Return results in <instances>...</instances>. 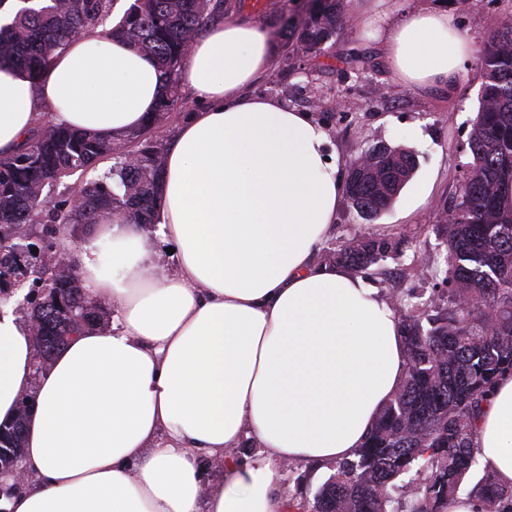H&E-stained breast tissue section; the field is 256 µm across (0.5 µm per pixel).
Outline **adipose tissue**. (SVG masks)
I'll list each match as a JSON object with an SVG mask.
<instances>
[{
  "label": "adipose tissue",
  "instance_id": "obj_1",
  "mask_svg": "<svg viewBox=\"0 0 512 512\" xmlns=\"http://www.w3.org/2000/svg\"><path fill=\"white\" fill-rule=\"evenodd\" d=\"M361 29L393 74L453 81L468 40L444 10L396 17L368 0ZM267 27L230 19L196 38L179 79L202 102L166 146L156 226L103 219L72 249L86 295L113 305L36 370L30 321L0 310V422L27 412L34 485L0 512H286V463L352 458L399 388L404 344L377 289L320 261L344 184L309 114L251 95L273 68ZM162 93L154 61L119 39H77L30 77L0 68V150L46 118L98 134L143 126ZM174 251L176 268L158 264ZM260 444L238 461L244 437ZM480 459L512 485V375L476 419ZM222 460L203 487L199 454Z\"/></svg>",
  "mask_w": 512,
  "mask_h": 512
}]
</instances>
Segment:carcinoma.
Wrapping results in <instances>:
<instances>
[{
  "mask_svg": "<svg viewBox=\"0 0 512 512\" xmlns=\"http://www.w3.org/2000/svg\"><path fill=\"white\" fill-rule=\"evenodd\" d=\"M115 0H21L0 24V66L36 77L78 36L119 38L154 59L165 87L161 105L142 127L117 135L41 122L10 154L0 155V283L32 278L41 268L21 263L20 239L40 225L45 253L77 224H94L102 211L120 210L137 224L154 223L165 143L149 134L183 105L177 75L187 44L224 15V0H132L119 20ZM345 23L343 0H310L303 14L283 16L279 34L292 47L320 51L335 45ZM483 83L469 138L472 161L450 223L440 225L447 255L434 276L448 285L447 306L396 293L405 344L404 378L379 413L355 457L333 464L313 500L288 497L291 512H445L464 481L481 512H512V485L490 469L477 474L476 412L495 381L512 373V204L501 189L512 184V15L479 51ZM372 164L346 185L351 205L370 219L386 211L417 168L403 148L371 150ZM104 159L112 165L97 171ZM96 172L58 200L51 192L77 173ZM398 250L387 238L359 236L336 250L335 263L373 276ZM54 293L31 302L40 322L36 349L48 362L77 333L67 311L86 295L76 271L58 277ZM0 424V464L22 455L25 410Z\"/></svg>",
  "mask_w": 512,
  "mask_h": 512,
  "instance_id": "obj_1",
  "label": "carcinoma"
}]
</instances>
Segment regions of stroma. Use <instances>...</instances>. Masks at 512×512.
<instances>
[{
    "mask_svg": "<svg viewBox=\"0 0 512 512\" xmlns=\"http://www.w3.org/2000/svg\"><path fill=\"white\" fill-rule=\"evenodd\" d=\"M395 8L399 17L419 8L448 10L476 52L512 13V0H467L463 5L453 0H395ZM475 52L461 62L453 85L412 88L394 77L383 40L351 20L337 34L334 47L320 55L295 52L251 89L253 95L276 97L325 126L328 150L335 153L340 170L379 146L415 154L412 180L377 219L341 200L336 229L325 245L335 250L353 237L370 234L399 241L400 254L387 260L386 275L370 280L384 297L397 288L413 289L425 299L439 296L429 261L447 252L437 227L446 223L471 159L468 141L483 81ZM422 185L431 191L420 201L415 191Z\"/></svg>",
    "mask_w": 512,
    "mask_h": 512,
    "instance_id": "obj_1",
    "label": "stroma"
}]
</instances>
